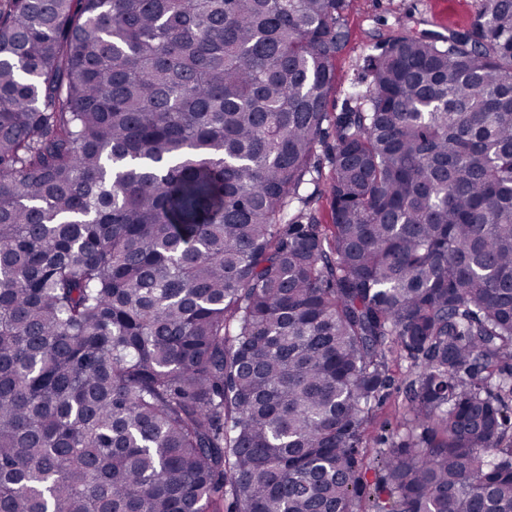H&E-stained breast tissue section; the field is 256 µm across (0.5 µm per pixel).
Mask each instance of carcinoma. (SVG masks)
<instances>
[{
  "instance_id": "1",
  "label": "carcinoma",
  "mask_w": 512,
  "mask_h": 512,
  "mask_svg": "<svg viewBox=\"0 0 512 512\" xmlns=\"http://www.w3.org/2000/svg\"><path fill=\"white\" fill-rule=\"evenodd\" d=\"M348 4L0 0V512H512V0ZM345 15L349 41L336 60L337 92L329 100V111H340L344 90L358 77L367 47L377 40L423 32L448 34L470 26L481 0H350ZM404 370L396 369L395 379L399 389H394L386 399L385 403L376 409L370 424V433L378 439H385L386 444L379 445V448H388V445L395 441V435L398 430V409L405 399V380Z\"/></svg>"
}]
</instances>
